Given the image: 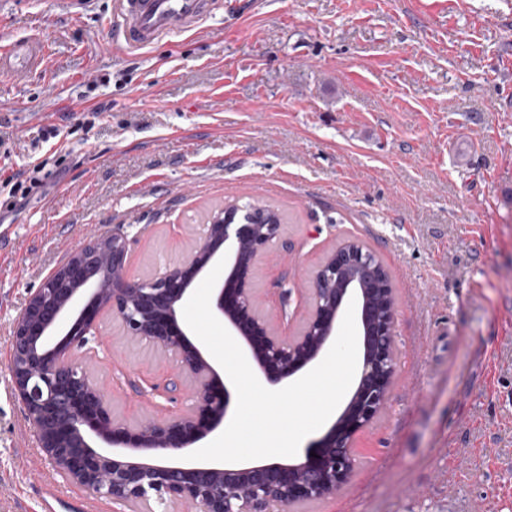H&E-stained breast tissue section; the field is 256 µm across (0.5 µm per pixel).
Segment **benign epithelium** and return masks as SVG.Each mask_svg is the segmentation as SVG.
Wrapping results in <instances>:
<instances>
[{
	"instance_id": "benign-epithelium-1",
	"label": "benign epithelium",
	"mask_w": 512,
	"mask_h": 512,
	"mask_svg": "<svg viewBox=\"0 0 512 512\" xmlns=\"http://www.w3.org/2000/svg\"><path fill=\"white\" fill-rule=\"evenodd\" d=\"M281 236L255 210L230 204L214 214L183 263L146 280L127 276V243L100 236L75 248L29 299L12 337L11 372L41 448L55 467L93 492L127 503L150 495L181 498L203 512H284L301 500L336 497L355 472L353 435L386 408L397 371V307L376 255L348 240L330 253L307 288L310 315L295 336L276 333L261 315L241 272ZM227 257L211 309L265 382L276 387L330 349L350 301L362 332L363 356L352 394L327 433L304 456L266 465L201 461L191 468L163 460L224 430L232 393L181 320L193 283ZM101 312L127 335L175 355L178 375L195 382L188 414L135 427L110 417L102 388L73 358ZM62 336L51 343L54 336Z\"/></svg>"
}]
</instances>
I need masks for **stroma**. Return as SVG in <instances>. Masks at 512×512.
<instances>
[{
	"label": "stroma",
	"mask_w": 512,
	"mask_h": 512,
	"mask_svg": "<svg viewBox=\"0 0 512 512\" xmlns=\"http://www.w3.org/2000/svg\"><path fill=\"white\" fill-rule=\"evenodd\" d=\"M223 2L195 33L126 52L112 0H0V37L49 47L36 72L0 76V180L47 163L21 206L0 187V512H38L48 480L91 512H199L58 471L14 388L13 327L80 243L123 235L147 279L246 203L282 216L248 276L280 332L346 240L376 254L398 305L397 376L354 437V476L291 512H512V0ZM73 359L127 424L193 404L171 354L113 315Z\"/></svg>",
	"instance_id": "35a3bbf8"
}]
</instances>
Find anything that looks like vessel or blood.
Segmentation results:
<instances>
[{
    "mask_svg": "<svg viewBox=\"0 0 512 512\" xmlns=\"http://www.w3.org/2000/svg\"><path fill=\"white\" fill-rule=\"evenodd\" d=\"M219 0H113L107 27L114 45L128 52L153 47L162 38L195 30L211 19ZM46 55L42 39L0 46V73L24 74L38 68Z\"/></svg>",
    "mask_w": 512,
    "mask_h": 512,
    "instance_id": "b4317fda",
    "label": "vessel or blood"
}]
</instances>
